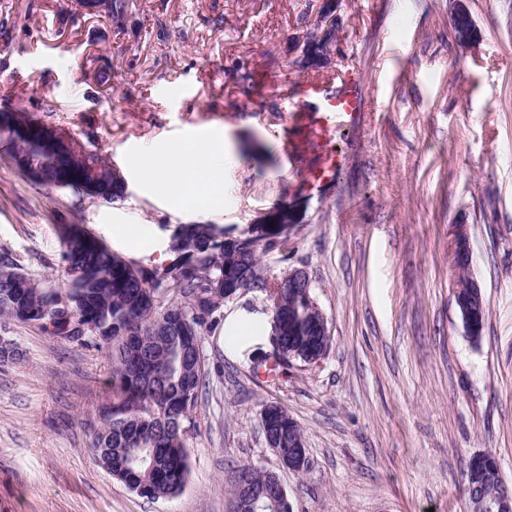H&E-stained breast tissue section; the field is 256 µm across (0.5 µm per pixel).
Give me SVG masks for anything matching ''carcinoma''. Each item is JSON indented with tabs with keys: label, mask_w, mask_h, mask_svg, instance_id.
Returning <instances> with one entry per match:
<instances>
[{
	"label": "carcinoma",
	"mask_w": 512,
	"mask_h": 512,
	"mask_svg": "<svg viewBox=\"0 0 512 512\" xmlns=\"http://www.w3.org/2000/svg\"><path fill=\"white\" fill-rule=\"evenodd\" d=\"M134 0H112V20L133 13ZM11 156L21 174L36 171L31 181L48 186L67 181L69 189L87 194L100 189L101 199L124 197L122 176L108 169L105 158L78 141L48 150L39 136L10 140ZM60 259L76 288H58L28 273L8 250L0 251V320L37 327L61 341L105 350L112 363V400L101 405L91 447L99 465L130 490L148 498H171L183 488L189 472L186 448L194 426L193 411L206 372L196 363L192 343L221 320L224 268L244 266L245 287L266 288L260 254L288 250V241H264L235 258L224 241L213 236L212 224H181L169 252L168 275L146 273L144 266L112 251L79 224H62ZM24 289L26 306L37 312L68 301L81 319L90 318L95 331L81 339L67 321L51 314L15 317L1 299ZM278 343L283 350L319 354L329 343L324 331L308 320H290Z\"/></svg>",
	"instance_id": "1"
}]
</instances>
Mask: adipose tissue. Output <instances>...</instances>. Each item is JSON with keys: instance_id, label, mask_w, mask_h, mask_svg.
Returning a JSON list of instances; mask_svg holds the SVG:
<instances>
[{"instance_id": "1", "label": "adipose tissue", "mask_w": 512, "mask_h": 512, "mask_svg": "<svg viewBox=\"0 0 512 512\" xmlns=\"http://www.w3.org/2000/svg\"><path fill=\"white\" fill-rule=\"evenodd\" d=\"M228 154L221 139L202 136L182 140L165 151L131 160L152 192L164 196L173 209L206 214L208 206L224 203L221 175Z\"/></svg>"}]
</instances>
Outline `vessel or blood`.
<instances>
[{"label": "vessel or blood", "instance_id": "1", "mask_svg": "<svg viewBox=\"0 0 512 512\" xmlns=\"http://www.w3.org/2000/svg\"><path fill=\"white\" fill-rule=\"evenodd\" d=\"M290 96L297 103L315 102L316 110L309 122V133L316 140L330 143L336 132L358 122L364 103L363 84L358 71L330 84L320 80H303L293 84ZM343 165L341 153L328 151L320 164L305 175L309 190L320 191L332 182Z\"/></svg>", "mask_w": 512, "mask_h": 512}]
</instances>
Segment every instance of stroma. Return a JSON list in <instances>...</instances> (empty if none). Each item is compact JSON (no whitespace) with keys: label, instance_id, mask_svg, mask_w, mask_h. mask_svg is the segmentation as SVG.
<instances>
[{"label":"stroma","instance_id":"obj_1","mask_svg":"<svg viewBox=\"0 0 512 512\" xmlns=\"http://www.w3.org/2000/svg\"><path fill=\"white\" fill-rule=\"evenodd\" d=\"M480 34L451 35V0H331L342 19L329 75L364 80V115L332 142L346 163L318 194L320 159L288 84L301 17L317 0H137L123 24L78 16L73 0H0V109L27 112L93 145L122 173L106 203L35 184L0 139V249L64 285L59 227L81 224L137 263L168 264L169 237L197 218L148 191L135 153L218 133L223 212L238 230L276 203L299 205L288 256L304 268L332 344L319 366L266 377L267 301H226L204 336L207 372L187 436L180 494L149 499L96 462L97 410L111 395L105 352L0 323L19 360L0 364V512H227L238 465L278 472L295 512H467L466 469L493 454L512 485V0H463ZM127 226L132 238L117 236ZM467 225L487 306L479 342L454 299L450 227ZM283 404L308 470H282L260 411Z\"/></svg>","mask_w":512,"mask_h":512}]
</instances>
